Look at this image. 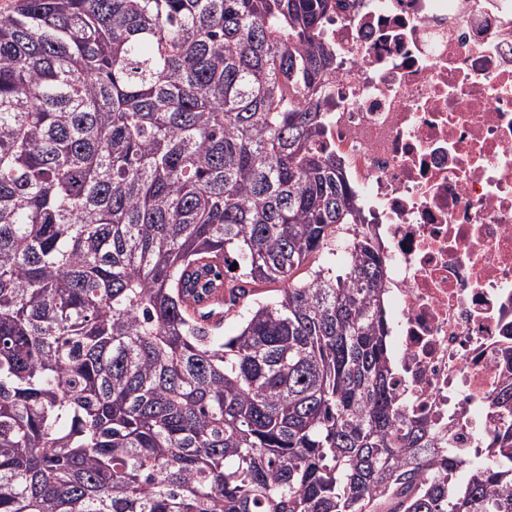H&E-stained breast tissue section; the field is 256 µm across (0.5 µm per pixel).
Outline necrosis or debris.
I'll list each match as a JSON object with an SVG mask.
<instances>
[{
  "mask_svg": "<svg viewBox=\"0 0 512 512\" xmlns=\"http://www.w3.org/2000/svg\"><path fill=\"white\" fill-rule=\"evenodd\" d=\"M320 101L386 271L398 402L489 458L512 419V0H348Z\"/></svg>",
  "mask_w": 512,
  "mask_h": 512,
  "instance_id": "4bbe7bcc",
  "label": "necrosis or debris"
}]
</instances>
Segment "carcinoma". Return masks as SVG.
I'll return each mask as SVG.
<instances>
[{
  "label": "carcinoma",
  "mask_w": 512,
  "mask_h": 512,
  "mask_svg": "<svg viewBox=\"0 0 512 512\" xmlns=\"http://www.w3.org/2000/svg\"><path fill=\"white\" fill-rule=\"evenodd\" d=\"M341 2L0 12V512H512V428L402 416L375 241L336 273Z\"/></svg>",
  "instance_id": "1"
}]
</instances>
